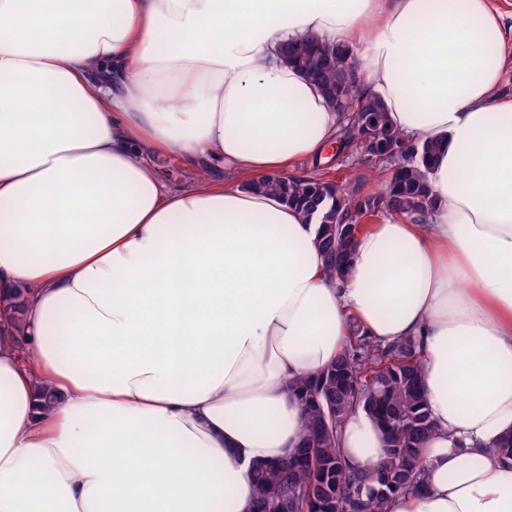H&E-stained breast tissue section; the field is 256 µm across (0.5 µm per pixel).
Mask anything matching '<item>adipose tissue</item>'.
<instances>
[{"label": "adipose tissue", "instance_id": "1", "mask_svg": "<svg viewBox=\"0 0 512 512\" xmlns=\"http://www.w3.org/2000/svg\"><path fill=\"white\" fill-rule=\"evenodd\" d=\"M307 32L442 144L426 223L372 225L340 281L245 187L345 122L281 58ZM511 65L488 0H0V512H253L303 436L291 382L356 326L417 341L435 424L383 512H512ZM341 446L370 469L385 438L360 411ZM162 177L171 188L184 187L190 180V173L177 159L162 164Z\"/></svg>", "mask_w": 512, "mask_h": 512}]
</instances>
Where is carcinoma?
<instances>
[{
  "instance_id": "obj_1",
  "label": "carcinoma",
  "mask_w": 512,
  "mask_h": 512,
  "mask_svg": "<svg viewBox=\"0 0 512 512\" xmlns=\"http://www.w3.org/2000/svg\"><path fill=\"white\" fill-rule=\"evenodd\" d=\"M284 60L321 91L330 108L347 114L337 133L336 153L373 125L379 152L410 145L394 159L395 172L374 195H362L355 186L332 185L317 174L270 175L245 184L286 199L318 224L327 272L342 280L350 272L366 221L379 214L426 221L435 207L427 172L439 146L403 134L379 99L358 93L357 83L349 78L355 60L350 48L307 33L288 42ZM422 376L414 339L380 344L354 328L334 363L293 382L305 410L304 434L288 461L255 469L256 512H337L348 501L357 504V512H378L390 496L419 490L423 482L417 451L435 429ZM358 410L374 419L386 439L383 461L367 470L351 468L340 448L342 426Z\"/></svg>"
}]
</instances>
